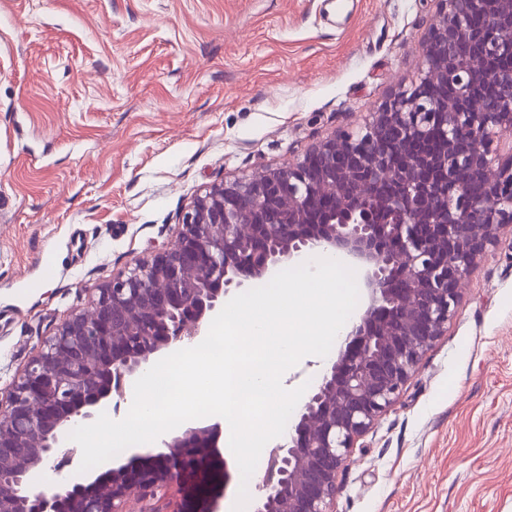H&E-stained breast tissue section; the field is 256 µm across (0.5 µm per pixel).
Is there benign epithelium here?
I'll use <instances>...</instances> for the list:
<instances>
[{
  "instance_id": "benign-epithelium-1",
  "label": "benign epithelium",
  "mask_w": 512,
  "mask_h": 512,
  "mask_svg": "<svg viewBox=\"0 0 512 512\" xmlns=\"http://www.w3.org/2000/svg\"><path fill=\"white\" fill-rule=\"evenodd\" d=\"M408 90L286 168L212 185L176 239L89 289L0 398V512H127L172 491L220 512L224 421L167 435L80 481H37L77 425L144 366L204 335L231 291L320 249L363 271L367 303L269 453L255 512H335L338 475L455 317L478 260L512 224V0H437ZM434 87L446 96L430 93Z\"/></svg>"
}]
</instances>
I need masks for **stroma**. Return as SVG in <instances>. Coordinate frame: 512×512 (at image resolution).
Wrapping results in <instances>:
<instances>
[{
    "mask_svg": "<svg viewBox=\"0 0 512 512\" xmlns=\"http://www.w3.org/2000/svg\"><path fill=\"white\" fill-rule=\"evenodd\" d=\"M435 0H0V388L171 245L420 75ZM336 512H512V225L339 474Z\"/></svg>",
    "mask_w": 512,
    "mask_h": 512,
    "instance_id": "obj_1",
    "label": "stroma"
}]
</instances>
